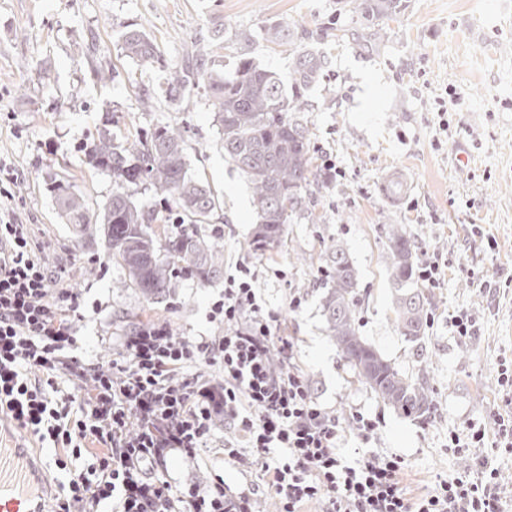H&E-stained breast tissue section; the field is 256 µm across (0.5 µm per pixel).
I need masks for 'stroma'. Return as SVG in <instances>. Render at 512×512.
Returning <instances> with one entry per match:
<instances>
[{"label":"stroma","mask_w":512,"mask_h":512,"mask_svg":"<svg viewBox=\"0 0 512 512\" xmlns=\"http://www.w3.org/2000/svg\"><path fill=\"white\" fill-rule=\"evenodd\" d=\"M405 2L387 20L386 40L367 50L353 38L361 26L345 0H0V162L17 176L6 207L27 224L64 285L81 295L80 356L112 361L118 337L145 318L186 336L222 335L223 326L209 318L210 302L246 264L257 275L260 304L278 315L279 332L293 337L315 400L343 422L356 410L376 416L380 427L361 452L403 456V482L419 493L468 462L449 452V432L492 425L512 410V397L496 381L499 359L512 355V0ZM281 19L328 59L303 93L326 186L261 254L251 246L252 188L225 159L205 95L145 112L135 91L156 90L196 37L216 31H251L249 57L287 77V51L272 49L263 35ZM134 28L159 45L163 64L124 56L122 35ZM339 28L347 37L335 38ZM106 126L119 135L159 126L182 132L190 173L221 200L212 222L198 229L220 253L219 276L204 284L184 276L166 295L145 299L112 257L101 225L81 235L59 217L45 185L50 174L75 181L90 212L111 195V176L93 170L82 150ZM328 159L335 170L324 168ZM397 167L415 187L393 206L379 184ZM394 224L404 227L417 262L434 257L442 267L439 286L424 289L433 322L420 348L400 335L392 312L385 257ZM338 245L358 272L362 336L402 372L426 376L428 418H406L385 405L330 339L324 269ZM460 310L476 318L467 340L448 326L449 314ZM190 470L234 490L262 482L255 471L225 463L220 428L194 466L168 463L175 479Z\"/></svg>","instance_id":"stroma-1"}]
</instances>
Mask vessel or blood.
Returning <instances> with one entry per match:
<instances>
[{
  "instance_id": "1",
  "label": "vessel or blood",
  "mask_w": 512,
  "mask_h": 512,
  "mask_svg": "<svg viewBox=\"0 0 512 512\" xmlns=\"http://www.w3.org/2000/svg\"><path fill=\"white\" fill-rule=\"evenodd\" d=\"M413 185L402 170L389 172L380 191L389 204H399ZM42 483L25 449L0 443V512H43Z\"/></svg>"
}]
</instances>
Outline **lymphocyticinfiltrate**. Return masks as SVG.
I'll use <instances>...</instances> for the list:
<instances>
[{"label": "lymphocytic infiltrate", "mask_w": 512, "mask_h": 512, "mask_svg": "<svg viewBox=\"0 0 512 512\" xmlns=\"http://www.w3.org/2000/svg\"><path fill=\"white\" fill-rule=\"evenodd\" d=\"M58 278L27 226L0 210V415L58 449L57 469L87 461L54 512H100L106 502L112 512H257V490L169 477V461H194L219 427L225 457L263 472L278 512L313 502L321 512H506L501 474L485 458L416 497L401 484V455L346 461V436L369 440L379 420L357 410L343 424L315 401L247 265L211 303L223 335L182 336L150 322L120 337L107 366L76 356L79 297ZM202 364L218 374H194ZM488 442L512 450V414L450 432L448 449Z\"/></svg>", "instance_id": "1"}]
</instances>
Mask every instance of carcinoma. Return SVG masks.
I'll list each match as a JSON object with an SVG mask.
<instances>
[{
    "instance_id": "cac0c4a2",
    "label": "carcinoma",
    "mask_w": 512,
    "mask_h": 512,
    "mask_svg": "<svg viewBox=\"0 0 512 512\" xmlns=\"http://www.w3.org/2000/svg\"><path fill=\"white\" fill-rule=\"evenodd\" d=\"M347 5L352 14L368 22L360 33L367 48L383 41L385 20L402 7L401 0H347ZM265 36L273 45L291 47V96L276 72L244 56L233 73L224 74V61L213 50L220 40L204 38L195 40L182 63L167 71L161 87L172 105L205 89L223 135L224 154L252 185L258 219L252 239L256 251L280 242L285 224L303 210L311 184L318 183L301 91L319 80L327 64L322 53L296 44L294 30L285 21L270 23ZM122 50L124 56L142 63L162 62L157 44L139 29L124 33ZM203 76L204 85L200 84ZM86 156L91 167L112 176V195L98 216L90 215L84 196L70 180L51 175L47 189L79 232L93 223L104 225L112 255L120 259L129 281L144 296L153 299L170 291L181 267L202 283L217 276L218 251L199 236L195 226L208 223L219 200L209 184L188 173L185 139L178 129L158 127L119 141L105 128L86 145ZM140 182L147 183L163 201L166 214L133 200L128 187ZM170 224L188 228L174 234ZM386 270L395 288L392 310L397 329L408 341L420 344L427 336L429 312L415 280L412 243L398 224L389 233ZM356 286L353 260L338 245L327 262V292L322 302L328 335L357 378L381 401L407 417L429 415L433 400L428 383L401 372L360 336Z\"/></svg>"
}]
</instances>
